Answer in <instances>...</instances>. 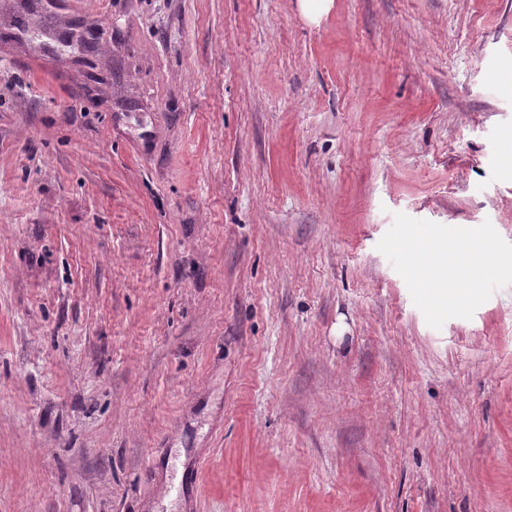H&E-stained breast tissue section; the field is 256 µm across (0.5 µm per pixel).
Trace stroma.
Segmentation results:
<instances>
[{"mask_svg":"<svg viewBox=\"0 0 512 512\" xmlns=\"http://www.w3.org/2000/svg\"><path fill=\"white\" fill-rule=\"evenodd\" d=\"M0 0V512H512V0ZM46 36L48 37V40L43 39V33H41V31L38 35V39H41L38 44V48L42 51H66L74 57L83 58L82 56L85 52L87 38L85 32L79 27L70 31L66 36L51 34ZM470 244L471 240H468L463 246L448 250V253L446 248V257L442 254L439 267L434 266L432 268L431 278L439 280L440 288H446V285H448V298L452 297L455 294V289H457L453 288L455 281L448 278V271L456 265L459 267L463 265ZM495 271L494 259L490 253L475 254L470 262L469 274L481 284H489Z\"/></svg>","mask_w":512,"mask_h":512,"instance_id":"1","label":"stroma"}]
</instances>
